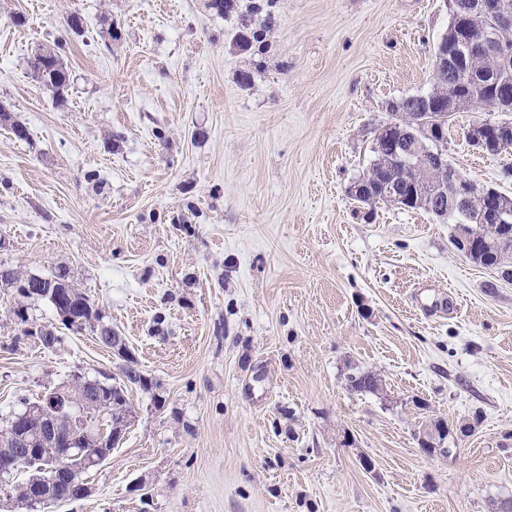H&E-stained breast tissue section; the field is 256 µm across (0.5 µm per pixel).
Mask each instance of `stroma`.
I'll list each match as a JSON object with an SVG mask.
<instances>
[{"label": "stroma", "mask_w": 512, "mask_h": 512, "mask_svg": "<svg viewBox=\"0 0 512 512\" xmlns=\"http://www.w3.org/2000/svg\"><path fill=\"white\" fill-rule=\"evenodd\" d=\"M75 10L81 36L64 28ZM449 19L443 0H277L254 57L200 0H0V264L67 269L150 382L91 495L51 512L512 503V281L457 252L454 225L391 206L367 219L348 196L388 102L431 90ZM57 41L63 107L27 65ZM497 118L455 113L445 149L512 193V152L464 137ZM16 302L0 288V427L72 374L119 377L91 332L25 335L57 315L32 301L23 325ZM354 367L381 392L347 389ZM440 419L448 452L425 455Z\"/></svg>", "instance_id": "obj_1"}]
</instances>
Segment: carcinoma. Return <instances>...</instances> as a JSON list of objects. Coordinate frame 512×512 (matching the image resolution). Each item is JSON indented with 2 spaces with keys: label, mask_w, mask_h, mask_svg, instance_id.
<instances>
[{
  "label": "carcinoma",
  "mask_w": 512,
  "mask_h": 512,
  "mask_svg": "<svg viewBox=\"0 0 512 512\" xmlns=\"http://www.w3.org/2000/svg\"><path fill=\"white\" fill-rule=\"evenodd\" d=\"M224 8L211 11V14L224 18L235 15L239 19V31L233 39V48L240 53L262 54L269 46L267 36L270 33L274 15V7L277 0H222ZM67 31L81 36L87 27L86 18L78 11L69 13L65 20ZM62 44L55 42L40 46L29 59V68L33 77L49 91L56 102L64 106L70 96L69 70L62 58ZM468 72L458 74L455 80L471 85L475 91L465 92L458 97L453 105H448V97L445 90L439 85H433L426 96L430 98L429 116L437 121L441 136L448 133V124L455 112L464 105L482 106L480 100L486 98L487 89L481 82L494 76L498 72V66L494 57L477 51L468 60ZM422 102L417 95H409L401 98L396 103L392 114L397 117L399 125L409 130L415 125V114L421 111ZM374 159L370 166L363 171V179L370 187L371 194L363 198H354L361 204L382 203L389 204L391 200L386 198L388 189H393L400 200L399 208L404 210H422L424 206L418 204L420 192L427 187H436L448 192V199L456 197L455 186L443 173L433 168L418 167L412 171H404L395 162H389L383 157L382 138L375 135L371 146ZM484 200L479 197L471 198L463 203L452 213L448 214V220L453 224L463 222L470 225L471 232L482 240V248L470 254L469 260L478 266L498 267L502 269V277L512 280V227L507 228L502 224H483L479 216ZM13 288L17 292L19 302L13 313H25L28 310L26 302L38 300L42 295L34 292L39 287L38 276L23 274L13 268L0 266V287ZM65 314L71 319L61 318V324L74 333H80L87 328H92L91 321L102 322V316L95 309L91 297L77 286L70 288V296L65 299L62 306ZM128 365L121 369L122 382L111 384L112 387V416L120 421L131 413V406L127 396L129 390L135 387H149L148 379L138 368L136 360L127 358ZM348 387L360 393H377L382 383L376 374L369 371H355L346 377ZM59 440L66 444L73 442L81 445L86 452L98 453L90 441H81L80 433L73 430L70 424L60 418L57 426ZM0 484L13 495L17 508H27L28 502L34 498L44 501V508L55 507L60 503L73 502L82 498V487L78 479L71 475L60 481L47 485L39 480V473L32 474L24 482H9L0 478Z\"/></svg>",
  "instance_id": "obj_1"
}]
</instances>
